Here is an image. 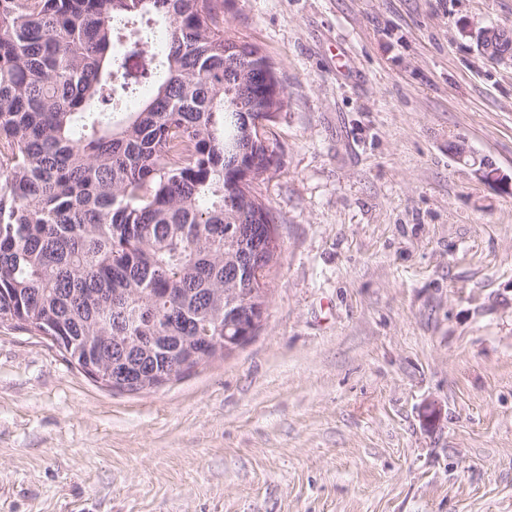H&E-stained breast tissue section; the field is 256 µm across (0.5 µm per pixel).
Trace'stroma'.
Instances as JSON below:
<instances>
[{
	"label": "stroma",
	"instance_id": "obj_1",
	"mask_svg": "<svg viewBox=\"0 0 512 512\" xmlns=\"http://www.w3.org/2000/svg\"><path fill=\"white\" fill-rule=\"evenodd\" d=\"M512 0H228L288 107L257 334L147 393L0 326V512H512Z\"/></svg>",
	"mask_w": 512,
	"mask_h": 512
}]
</instances>
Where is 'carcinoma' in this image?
I'll use <instances>...</instances> for the list:
<instances>
[{
  "instance_id": "obj_1",
  "label": "carcinoma",
  "mask_w": 512,
  "mask_h": 512,
  "mask_svg": "<svg viewBox=\"0 0 512 512\" xmlns=\"http://www.w3.org/2000/svg\"><path fill=\"white\" fill-rule=\"evenodd\" d=\"M268 60L225 36L219 0H0V325L98 375L122 362L136 393L236 350L202 337L240 335L239 305L268 302L246 248L273 216L243 180L277 166L251 141L286 104Z\"/></svg>"
}]
</instances>
